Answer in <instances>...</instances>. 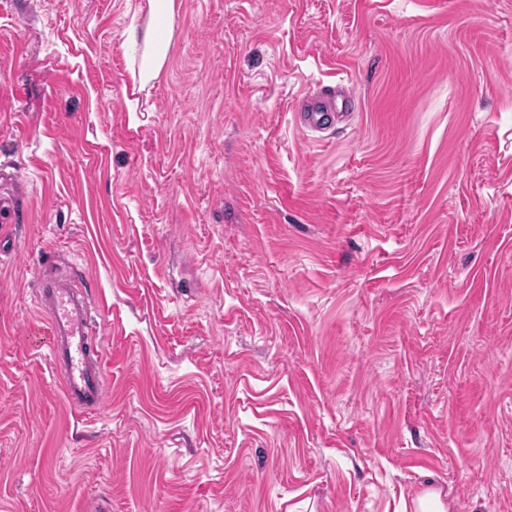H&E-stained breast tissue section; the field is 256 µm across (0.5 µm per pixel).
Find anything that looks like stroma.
<instances>
[{
  "instance_id": "obj_1",
  "label": "stroma",
  "mask_w": 512,
  "mask_h": 512,
  "mask_svg": "<svg viewBox=\"0 0 512 512\" xmlns=\"http://www.w3.org/2000/svg\"><path fill=\"white\" fill-rule=\"evenodd\" d=\"M177 3L133 117L147 0H0V512H512V0ZM358 106L356 94L348 88H322L298 100L295 117L306 129L320 131ZM37 304L49 321L47 352L67 404L81 412L103 411V357L93 344L86 296L70 279L48 280L39 291ZM404 512H447V508L438 491L427 490L411 498Z\"/></svg>"
}]
</instances>
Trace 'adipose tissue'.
Wrapping results in <instances>:
<instances>
[{
	"instance_id": "obj_1",
	"label": "adipose tissue",
	"mask_w": 512,
	"mask_h": 512,
	"mask_svg": "<svg viewBox=\"0 0 512 512\" xmlns=\"http://www.w3.org/2000/svg\"><path fill=\"white\" fill-rule=\"evenodd\" d=\"M146 22L130 25L123 33L124 43L138 69L132 74L133 94L127 97L128 111L139 109L138 92L158 80L168 59L176 16L175 0H147Z\"/></svg>"
}]
</instances>
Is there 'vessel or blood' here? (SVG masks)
Listing matches in <instances>:
<instances>
[{
  "label": "vessel or blood",
  "mask_w": 512,
  "mask_h": 512,
  "mask_svg": "<svg viewBox=\"0 0 512 512\" xmlns=\"http://www.w3.org/2000/svg\"><path fill=\"white\" fill-rule=\"evenodd\" d=\"M358 106L348 88H323L298 100L295 117L306 129L320 131ZM37 304L49 321L48 356L64 398L74 410L100 412L105 405V374L100 349L93 343L91 311L71 280L44 282Z\"/></svg>",
  "instance_id": "vessel-or-blood-1"
}]
</instances>
